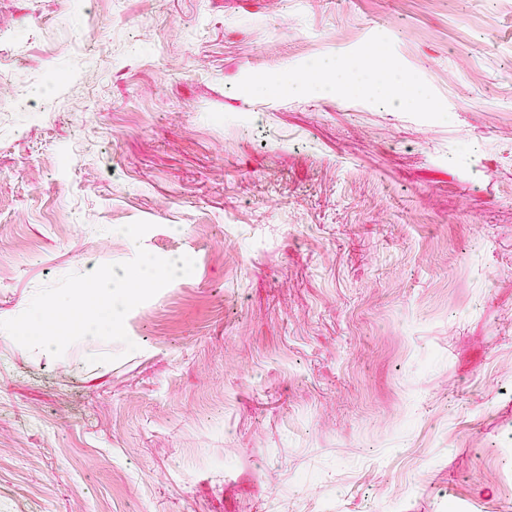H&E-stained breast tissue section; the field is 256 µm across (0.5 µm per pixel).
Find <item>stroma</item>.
I'll return each instance as SVG.
<instances>
[{"label":"stroma","mask_w":512,"mask_h":512,"mask_svg":"<svg viewBox=\"0 0 512 512\" xmlns=\"http://www.w3.org/2000/svg\"><path fill=\"white\" fill-rule=\"evenodd\" d=\"M140 246L136 351L0 331V512H512V0H0V320ZM319 68H317V67ZM313 69L322 73L320 90L326 96L340 94L371 95L377 91L385 94L396 110L408 109L427 97L425 89L416 82H404L397 75L368 76L359 71L354 63H340L336 67L315 63Z\"/></svg>","instance_id":"35a3bbf8"}]
</instances>
